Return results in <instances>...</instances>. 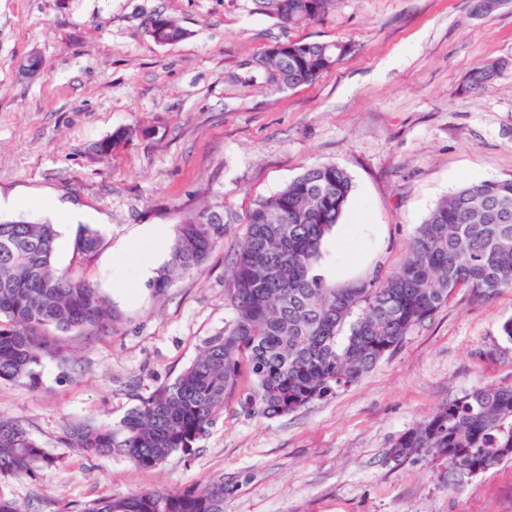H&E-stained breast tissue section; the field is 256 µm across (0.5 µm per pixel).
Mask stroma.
Segmentation results:
<instances>
[{"label":"stroma","instance_id":"1","mask_svg":"<svg viewBox=\"0 0 512 512\" xmlns=\"http://www.w3.org/2000/svg\"><path fill=\"white\" fill-rule=\"evenodd\" d=\"M157 13L187 37L154 43L146 22ZM294 40L349 51L293 89L249 78L252 60ZM34 53L43 69L30 74ZM493 60L499 75L470 88L472 69ZM134 125L140 135L94 158L95 143ZM317 165L353 180L317 273L336 288L382 285L444 198L512 176V0L489 14L474 0H333L292 26L258 0H0V219L55 224L54 266L87 277L119 314L106 333H63L69 363L45 360L36 382H0V416L64 461L36 480L0 477L1 497L20 512H64L220 481L224 512H512V459L451 489L441 462L390 457L439 404L512 384L501 331L512 289L457 290L355 383L290 414L230 400L193 451L160 467L61 443L67 422L117 423L232 321L229 266L249 212ZM205 203L224 209L223 247L167 291L138 285L140 264L166 262L184 215ZM78 211L87 225L73 226ZM144 224L163 239L124 246ZM88 228L100 244L86 260Z\"/></svg>","mask_w":512,"mask_h":512}]
</instances>
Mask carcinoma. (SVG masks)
Wrapping results in <instances>:
<instances>
[{
	"label": "carcinoma",
	"instance_id": "carcinoma-1",
	"mask_svg": "<svg viewBox=\"0 0 512 512\" xmlns=\"http://www.w3.org/2000/svg\"><path fill=\"white\" fill-rule=\"evenodd\" d=\"M330 3L267 0V8L281 23L294 25L322 15ZM147 32L164 46L186 36L162 14L149 21ZM340 57L332 44L293 41L288 52L267 50L252 67L283 90L316 80ZM493 67L474 68L471 85L491 80ZM135 135L132 127L119 128L93 151L108 157ZM352 188L347 172L319 165L259 201L229 270L232 323L208 338L174 382L141 399L117 424L66 426L64 445L100 456L117 448L139 467H159L175 451H192L232 397L239 396L250 414L287 415L353 383L414 325L447 305L457 289L489 298L512 288V177L450 194L417 228L407 260L380 287H330L314 266ZM225 234L224 212L204 205L190 213L152 287L164 291L204 264L224 245ZM56 239L48 222L0 221V382L33 383L45 358L66 360L51 331L93 335L115 319L93 283L54 267ZM98 245L99 235L90 231L78 251L88 260ZM361 305L364 312L338 345L340 328ZM429 454L445 464L450 486L456 473L482 471L512 457V384L477 387L438 407L391 451L397 461ZM60 465L20 423L0 418V476L37 478ZM75 512H224V483L107 497Z\"/></svg>",
	"mask_w": 512,
	"mask_h": 512
}]
</instances>
